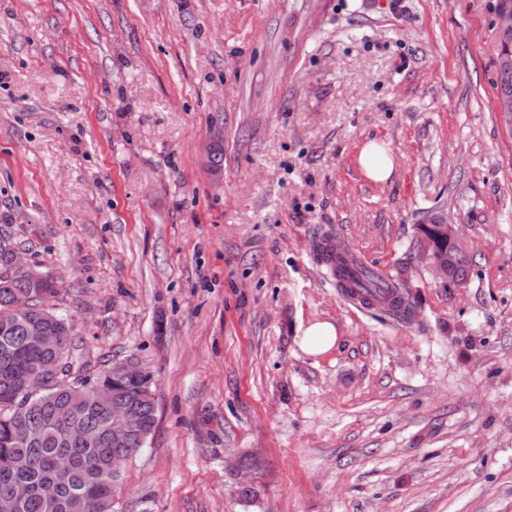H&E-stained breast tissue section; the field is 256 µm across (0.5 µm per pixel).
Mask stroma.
Returning a JSON list of instances; mask_svg holds the SVG:
<instances>
[{
	"label": "stroma",
	"instance_id": "obj_1",
	"mask_svg": "<svg viewBox=\"0 0 512 512\" xmlns=\"http://www.w3.org/2000/svg\"><path fill=\"white\" fill-rule=\"evenodd\" d=\"M496 54L489 0H0V227L58 281L77 363L153 375L112 512H512ZM430 210L463 282L423 250ZM324 234L414 321L347 303ZM358 161L366 176L375 182L387 181L392 175V163L383 155L381 148L373 141L364 144ZM442 224V232L444 234H447L448 237L451 238L460 239L458 228L455 224H446L445 222ZM448 237H437V248L440 253L448 254V259L435 256L433 252V242L431 239L425 237L424 242L427 245V256L431 260L432 266L439 278L448 283L449 276V281L461 282L466 276L468 259L462 245L453 239H448ZM448 260L450 261L449 268ZM337 331L328 321L309 324L303 331L302 348L313 355L329 352L336 345Z\"/></svg>",
	"mask_w": 512,
	"mask_h": 512
}]
</instances>
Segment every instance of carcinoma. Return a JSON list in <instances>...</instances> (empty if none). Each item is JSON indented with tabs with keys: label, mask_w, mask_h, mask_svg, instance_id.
I'll list each match as a JSON object with an SVG mask.
<instances>
[{
	"label": "carcinoma",
	"mask_w": 512,
	"mask_h": 512,
	"mask_svg": "<svg viewBox=\"0 0 512 512\" xmlns=\"http://www.w3.org/2000/svg\"><path fill=\"white\" fill-rule=\"evenodd\" d=\"M494 74L496 100H512V76L501 77L497 66ZM12 247L10 235L1 230L0 311H12L23 304L27 318L7 327L0 324V464L6 462L11 467L7 473L0 469V512H71L77 497L84 503L81 512H97L98 501L112 497L119 484L112 477V458L128 457L143 448L155 427V402L147 392L150 384L133 376L115 382V392L144 417L147 435H132L123 447H112L106 413L87 400L90 385L112 382V365L95 371L73 369L72 326L56 310L55 282L45 275L38 279L11 275L8 262ZM437 248L448 254L449 281H463L468 259L462 245L439 236ZM356 276L369 289L368 296L378 299L376 307L394 313L386 292H396L398 284L381 281L362 269ZM43 320L61 337L60 371L48 379L42 392L28 395L23 383L45 357L31 334V323ZM18 423L30 428L29 439L13 437ZM14 480L33 487L19 503L8 498L7 487Z\"/></svg>",
	"instance_id": "obj_1"
}]
</instances>
